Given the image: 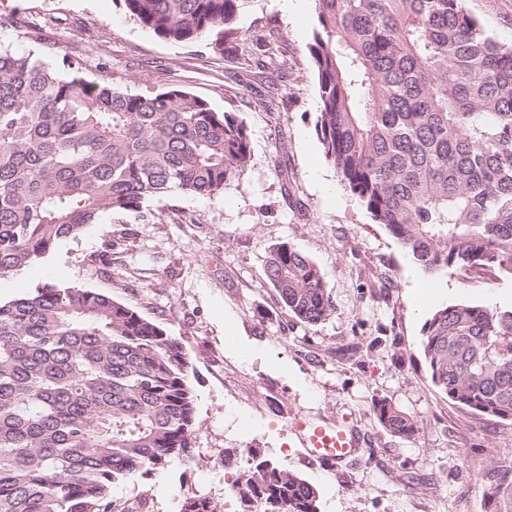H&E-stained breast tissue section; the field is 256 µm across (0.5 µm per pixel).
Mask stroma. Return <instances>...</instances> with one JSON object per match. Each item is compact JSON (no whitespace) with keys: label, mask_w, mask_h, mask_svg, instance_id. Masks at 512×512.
Here are the masks:
<instances>
[{"label":"stroma","mask_w":512,"mask_h":512,"mask_svg":"<svg viewBox=\"0 0 512 512\" xmlns=\"http://www.w3.org/2000/svg\"><path fill=\"white\" fill-rule=\"evenodd\" d=\"M468 5L499 43L512 45V0ZM0 15L23 21L0 29L2 45L50 63L81 58L87 79L130 94L182 88L236 113L250 137V162L224 192L103 214L0 278L1 300L46 284L111 294L160 322L187 353L197 395L189 458L119 486L115 499L144 493L152 512H180L197 493L219 512H239L225 495L232 471L224 456L257 448L317 488L318 512H490L491 471L512 456V421L470 414L432 383L422 327L449 304L511 309L512 282L490 288L444 275L431 305H415L416 265L343 186L317 136L312 0L296 18L278 0H250L237 21L241 41L220 53L205 39L156 37L121 0H0ZM30 23L41 26V43L29 39ZM283 242L325 274L335 311L318 326L292 318L266 279V257ZM107 250L105 266L97 257ZM380 399L417 421L413 437L377 421ZM343 421L364 438L354 459L334 469L309 463L300 423Z\"/></svg>","instance_id":"35a3bbf8"}]
</instances>
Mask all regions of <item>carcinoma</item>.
I'll return each mask as SVG.
<instances>
[{"mask_svg":"<svg viewBox=\"0 0 512 512\" xmlns=\"http://www.w3.org/2000/svg\"><path fill=\"white\" fill-rule=\"evenodd\" d=\"M156 36L238 39L247 0H122ZM317 133L340 181L424 273L512 280V47L467 0H314ZM234 112L177 87L132 95L0 47V277L20 273L104 213L163 195H213L248 166ZM268 282L299 322L334 305L294 245ZM432 383L454 404L512 420V309L451 304L425 320ZM182 344L102 292L44 286L0 300V512H150L112 490L188 455L196 394ZM389 432L417 421L387 400ZM242 512H317V488L250 449ZM512 512V468L497 469ZM180 512H217L202 495Z\"/></svg>","mask_w":512,"mask_h":512,"instance_id":"cac0c4a2","label":"carcinoma"}]
</instances>
